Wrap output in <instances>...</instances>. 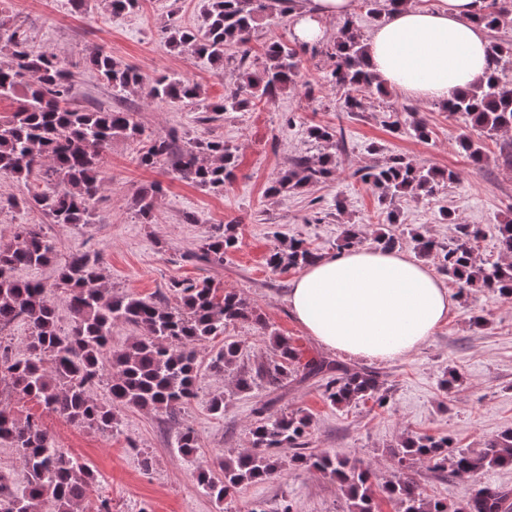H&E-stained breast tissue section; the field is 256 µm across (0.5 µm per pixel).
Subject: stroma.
<instances>
[{
  "label": "stroma",
  "mask_w": 512,
  "mask_h": 512,
  "mask_svg": "<svg viewBox=\"0 0 512 512\" xmlns=\"http://www.w3.org/2000/svg\"><path fill=\"white\" fill-rule=\"evenodd\" d=\"M108 4L109 0H86L77 8L71 0H0V21L8 29L25 30L34 48L68 65L77 104L131 109L145 138L170 136L179 147L193 138L224 141L237 155L234 176L220 190L200 187L174 178L166 165L140 166L139 144L116 139L105 156L109 179L93 205V223L50 224L37 209L6 208L0 210V247L12 242L17 225L42 224L55 243L57 263L76 253L98 254L113 293H134L173 307L178 303L174 283L207 278L219 289L250 301L265 324L228 327L225 337L198 348L197 395L176 422L162 413L124 407L113 433L103 435L45 412L43 405L15 393L0 395V404L21 418L40 416L61 448L91 463L101 476V493L112 500V512H272L286 502L292 512H343L345 501L336 479L292 465L284 467L276 481L244 486L231 503L215 507L198 488L195 472L230 451L249 449L255 404L268 393L261 387L238 392L231 377L215 374L209 364L225 338L231 337L242 344L241 365L253 368L271 353L263 334L267 328L290 337L302 359L324 354V347L306 333L288 307V290L298 270L270 269L266 258L278 241L293 238L322 255L335 254L336 241L348 224L362 225L366 235H373L385 223L386 213L372 189L358 179L356 171L362 166L404 155L421 166L458 172L455 183L433 196L396 200L398 222L393 231L404 236L402 249L407 253L413 250L407 239L412 230L447 240L452 227L441 220L447 209L461 223L480 225V257L499 260L494 227L512 215V169L499 168L498 157L501 147L512 142V133L487 141L488 162L478 170L459 145L466 133L464 124L436 102L391 90L366 94L362 111L349 112L344 92L325 79L334 62L324 50L336 38L341 25L337 19L326 21L321 41L306 49L302 85L248 111L210 120L191 102L152 100L139 90L116 97L87 67L96 49L137 67L150 80L161 75L190 79L210 102L229 93L235 78L218 73L196 55L174 51L166 42L165 26L202 25L204 0H143L139 11L120 15L112 14ZM294 21L291 14L260 21L247 45L229 47L236 67L257 69L264 43L291 39ZM407 107L417 108L427 122L428 140L387 127L389 114ZM312 125L343 132L334 149L335 175L285 196H268L269 182L287 160L324 152V145L307 135ZM153 182L162 183L164 192L146 222L138 215L136 200ZM227 224L236 228L238 249L220 266L197 259L201 239ZM443 285L452 300L446 322L415 352L378 364L389 387L386 407L370 401L333 406L317 378L280 393L274 404L278 410L309 414L308 452L359 459L370 467L378 512H397L381 487L397 472L390 448L404 434L447 436L454 447L478 449L512 429V299L488 291L463 293L448 279ZM451 371L459 381L447 394L440 382ZM218 393L226 397L220 414L210 409V399ZM187 428L199 439L191 458L177 450V439ZM144 450L153 457L148 470L141 462ZM415 471L425 495L451 504L466 501L480 481L512 489V467L488 471L477 481L444 477L424 463L416 464Z\"/></svg>",
  "instance_id": "obj_1"
}]
</instances>
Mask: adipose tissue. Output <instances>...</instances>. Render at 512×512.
Returning <instances> with one entry per match:
<instances>
[{"label": "adipose tissue", "mask_w": 512, "mask_h": 512, "mask_svg": "<svg viewBox=\"0 0 512 512\" xmlns=\"http://www.w3.org/2000/svg\"><path fill=\"white\" fill-rule=\"evenodd\" d=\"M354 0H306L293 33L324 34ZM482 0H437L429 9L397 6L367 41L382 87L446 102L487 72L488 30L476 23ZM452 302L429 265L397 250L358 247L307 266L288 290V306L324 348L355 358L393 360L416 351L447 318Z\"/></svg>", "instance_id": "adipose-tissue-1"}]
</instances>
